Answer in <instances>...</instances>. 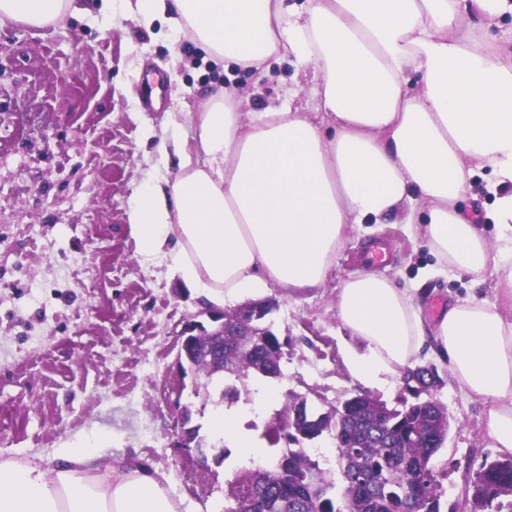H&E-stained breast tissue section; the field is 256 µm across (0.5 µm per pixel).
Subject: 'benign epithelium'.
<instances>
[{"instance_id":"benign-epithelium-1","label":"benign epithelium","mask_w":512,"mask_h":512,"mask_svg":"<svg viewBox=\"0 0 512 512\" xmlns=\"http://www.w3.org/2000/svg\"><path fill=\"white\" fill-rule=\"evenodd\" d=\"M272 311V305L265 301L253 302L233 312L208 308L209 325L189 322L183 328L178 363L194 375L199 374V367L203 366L210 377L224 376V337L246 334L255 337L257 344H266L274 335L272 324L267 322ZM179 423L181 447L193 446L199 451L206 447L205 440L196 435L189 407L181 410Z\"/></svg>"}]
</instances>
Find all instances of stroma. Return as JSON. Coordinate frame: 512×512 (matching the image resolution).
<instances>
[{"mask_svg": "<svg viewBox=\"0 0 512 512\" xmlns=\"http://www.w3.org/2000/svg\"><path fill=\"white\" fill-rule=\"evenodd\" d=\"M100 4L78 0L79 13L47 29L0 28V449L48 462L63 440L105 432L113 456L142 459L165 475L183 512H226L239 478L281 451L268 432L294 397L323 412L364 391L390 404L400 396L402 377L367 388L347 367L349 333L336 314L347 280L371 273L414 286L430 326L455 300L499 301L504 264L490 261L477 285L439 270L420 233L400 219L347 229L322 287L272 285L236 301H273L272 329L288 341L271 381L273 404H260L252 378L225 379L240 403L254 406L245 426L266 458L241 464L228 444L218 463L179 447L180 406L191 407L205 436L221 402L215 384L182 376L176 365L182 326L199 319L206 297L171 276L167 259L140 254L131 199L174 177L160 141L186 113L230 90L247 98L250 112L290 103L309 112L312 74L288 57L246 70L173 35L164 21L147 28L129 19L124 0H112L106 14ZM296 85L303 91L289 100ZM418 362L436 367L434 395L450 422L430 461L441 512H469L476 473L498 456L484 439L486 405L459 387L446 360L426 350Z\"/></svg>", "mask_w": 512, "mask_h": 512, "instance_id": "stroma-1", "label": "stroma"}]
</instances>
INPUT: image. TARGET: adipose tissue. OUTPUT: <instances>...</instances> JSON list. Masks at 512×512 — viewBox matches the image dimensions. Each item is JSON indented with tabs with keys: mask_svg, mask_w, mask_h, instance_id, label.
<instances>
[{
	"mask_svg": "<svg viewBox=\"0 0 512 512\" xmlns=\"http://www.w3.org/2000/svg\"><path fill=\"white\" fill-rule=\"evenodd\" d=\"M143 25L167 18L205 51L255 70L290 56L312 70L315 116L244 113L211 99L172 142L177 172L141 188L129 211L145 257L204 289L218 307L268 284L316 288L351 224L394 216L417 225L447 270L480 277L512 258V38L481 29L512 0H136ZM75 0H0V25L56 24ZM477 17L481 28L471 27ZM489 171L496 242L465 212L472 177ZM504 301L449 304L426 328L415 287L363 274L336 299L357 347L346 362L366 386L417 359L427 335L448 373L486 404L485 438L512 455V270ZM109 435L67 440L42 465L0 454V512H182L157 469L109 459Z\"/></svg>",
	"mask_w": 512,
	"mask_h": 512,
	"instance_id": "ef3b65f1",
	"label": "adipose tissue"
}]
</instances>
